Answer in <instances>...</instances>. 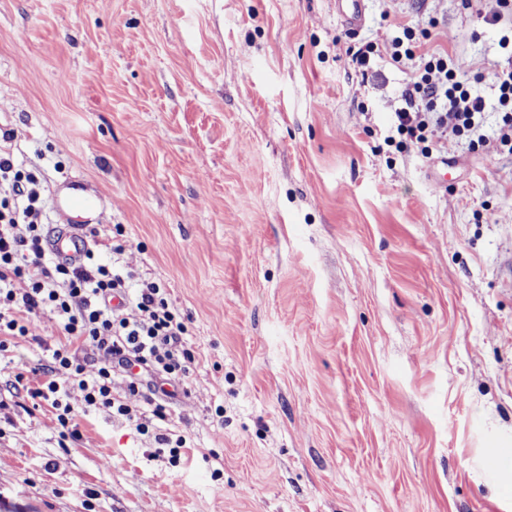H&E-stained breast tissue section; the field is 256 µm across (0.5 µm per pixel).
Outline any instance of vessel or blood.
Returning <instances> with one entry per match:
<instances>
[{
    "label": "vessel or blood",
    "mask_w": 512,
    "mask_h": 512,
    "mask_svg": "<svg viewBox=\"0 0 512 512\" xmlns=\"http://www.w3.org/2000/svg\"><path fill=\"white\" fill-rule=\"evenodd\" d=\"M336 11L349 26H360L364 20V0H336ZM52 201L67 229L52 235L47 241L46 250L55 260L80 262L89 247L82 231L89 225L99 223L101 199L88 192L82 178L75 177L66 183L64 192L53 195Z\"/></svg>",
    "instance_id": "vessel-or-blood-1"
}]
</instances>
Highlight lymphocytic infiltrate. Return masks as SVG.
<instances>
[{
  "mask_svg": "<svg viewBox=\"0 0 512 512\" xmlns=\"http://www.w3.org/2000/svg\"><path fill=\"white\" fill-rule=\"evenodd\" d=\"M422 46L407 27L400 37L366 43L353 57L362 66L381 53L403 67L421 59L402 94L399 131L419 143L437 132H467L485 143L478 121L486 110L484 98L466 88L448 52L430 53ZM43 211L37 177L18 169L10 155L0 154V353L7 352L11 338L29 335L32 316L50 311L60 318L66 341L53 350L46 381L28 390L34 406L50 403L63 431L78 434L80 414L67 400L72 384L83 391L87 405L133 419L132 409L112 396L115 365L187 373L194 355L181 346L185 325L170 310L158 283L139 284L126 308L114 309L108 300L126 288L127 276L90 261L47 263ZM86 346L105 356L90 380L85 377L88 360L80 355Z\"/></svg>",
  "mask_w": 512,
  "mask_h": 512,
  "instance_id": "1",
  "label": "lymphocytic infiltrate"
}]
</instances>
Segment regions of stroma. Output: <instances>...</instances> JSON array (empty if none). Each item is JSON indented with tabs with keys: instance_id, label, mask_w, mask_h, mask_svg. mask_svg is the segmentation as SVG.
<instances>
[{
	"instance_id": "1",
	"label": "stroma",
	"mask_w": 512,
	"mask_h": 512,
	"mask_svg": "<svg viewBox=\"0 0 512 512\" xmlns=\"http://www.w3.org/2000/svg\"><path fill=\"white\" fill-rule=\"evenodd\" d=\"M494 0H0V151L103 198L97 261L160 284L195 360L153 434L26 389L63 342L0 359V498L17 512H512V148L487 73ZM435 23L487 110L402 143L410 80L351 50ZM124 228L115 238V225ZM123 243L122 254L112 251ZM161 377L114 397L153 422ZM505 452L497 482L484 478ZM336 11L350 27H358L364 20V0H336Z\"/></svg>"
}]
</instances>
